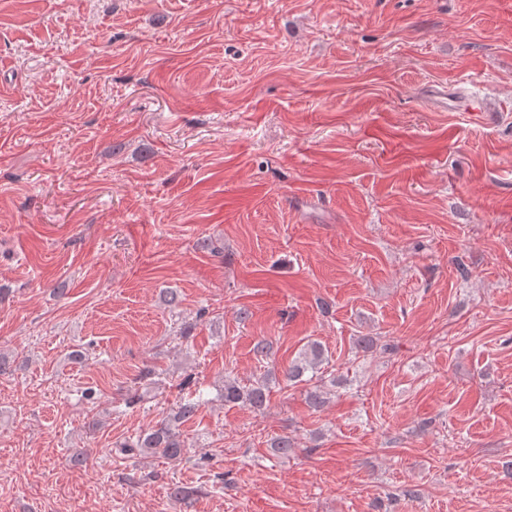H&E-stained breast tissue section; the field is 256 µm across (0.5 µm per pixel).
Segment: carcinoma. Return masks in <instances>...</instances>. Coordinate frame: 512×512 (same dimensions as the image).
Returning <instances> with one entry per match:
<instances>
[{"instance_id": "1", "label": "carcinoma", "mask_w": 512, "mask_h": 512, "mask_svg": "<svg viewBox=\"0 0 512 512\" xmlns=\"http://www.w3.org/2000/svg\"><path fill=\"white\" fill-rule=\"evenodd\" d=\"M323 358L322 346L317 342L308 343L288 365V381L299 383L303 381L306 373H316ZM268 392L269 383L266 380H259L248 386L226 380L220 388V397L226 404H240L260 410L266 403ZM200 405L201 399H195L193 393H188V397L184 398L171 417L138 435L136 439L119 444V451L127 454L136 451L140 455L146 453L174 462L182 461L185 458V449L178 426L191 420Z\"/></svg>"}]
</instances>
